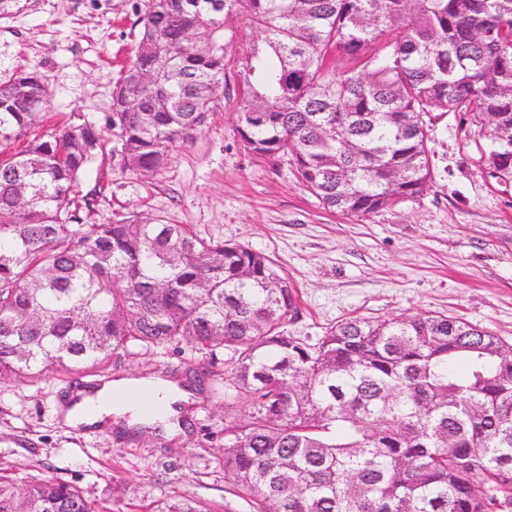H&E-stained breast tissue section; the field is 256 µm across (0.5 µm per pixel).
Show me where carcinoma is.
<instances>
[{
	"label": "carcinoma",
	"mask_w": 512,
	"mask_h": 512,
	"mask_svg": "<svg viewBox=\"0 0 512 512\" xmlns=\"http://www.w3.org/2000/svg\"><path fill=\"white\" fill-rule=\"evenodd\" d=\"M143 0L106 130L42 129V77L0 84V384L185 344L224 373V475L263 512H509L512 346L458 317L350 316L293 335L296 290L261 252L137 215L87 224L83 173L164 167L226 83L236 135L287 157L360 222L431 181L425 117H471L512 179V0ZM116 144L109 146L110 137ZM245 402L248 412H237ZM0 512H111L75 486L0 472Z\"/></svg>",
	"instance_id": "1"
}]
</instances>
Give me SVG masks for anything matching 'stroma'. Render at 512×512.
<instances>
[{
	"label": "stroma",
	"mask_w": 512,
	"mask_h": 512,
	"mask_svg": "<svg viewBox=\"0 0 512 512\" xmlns=\"http://www.w3.org/2000/svg\"><path fill=\"white\" fill-rule=\"evenodd\" d=\"M142 4L0 0V83L37 72L48 89V124L103 125L138 47ZM226 71L207 127L177 145L165 167L140 176L106 163L83 175L79 190L94 197L90 223L161 216L263 252L297 291L295 334L322 335L349 315L443 314L512 344V182L489 176L469 121L432 113L427 190L359 222L325 210L292 164L244 151L235 134L236 70ZM192 367L215 376L225 370L186 346L161 354L133 348L100 375ZM89 382L49 372L0 386V471L65 481L112 512H158L185 499L209 512H259L224 477L222 395H192L183 410L192 425L180 436L149 430L129 440L106 425L66 424L67 397Z\"/></svg>",
	"instance_id": "1"
}]
</instances>
